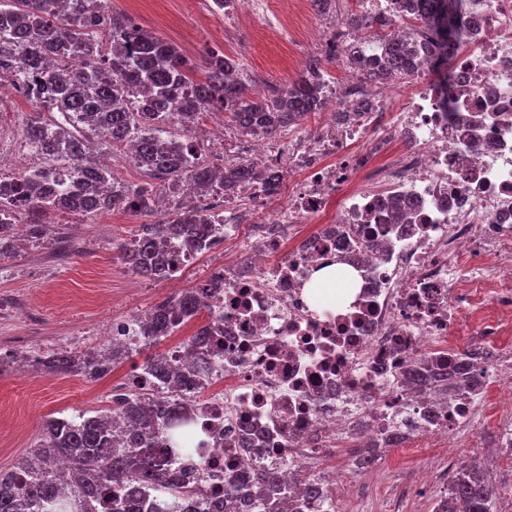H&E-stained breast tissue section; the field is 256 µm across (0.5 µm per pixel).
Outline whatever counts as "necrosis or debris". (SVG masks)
Returning a JSON list of instances; mask_svg holds the SVG:
<instances>
[{
    "mask_svg": "<svg viewBox=\"0 0 512 512\" xmlns=\"http://www.w3.org/2000/svg\"><path fill=\"white\" fill-rule=\"evenodd\" d=\"M466 10L471 26L454 54L463 83L417 69L393 112L385 89L347 66L332 110L360 95L372 102L345 125L347 148L332 162L316 148L293 156L302 178L289 223L249 188L253 211L268 216L252 272L231 260L208 278L194 347L165 351L183 384L145 366L127 383L161 400L166 430L182 438L167 460L189 489L185 512L261 469L279 470L301 496V466L325 490L303 512H341L340 475L320 465L340 448L393 454L417 441L452 455L464 431L470 447H512V426L474 428L495 382L512 380V0H466ZM19 158L57 190L70 186L71 168L41 146L23 143ZM398 196L409 200L399 212ZM341 264L355 288L316 306L307 282ZM483 345L496 346L494 362L472 360ZM460 362L469 380L447 396L408 377Z\"/></svg>",
    "mask_w": 512,
    "mask_h": 512,
    "instance_id": "necrosis-or-debris-1",
    "label": "necrosis or debris"
}]
</instances>
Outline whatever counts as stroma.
<instances>
[{"mask_svg":"<svg viewBox=\"0 0 512 512\" xmlns=\"http://www.w3.org/2000/svg\"><path fill=\"white\" fill-rule=\"evenodd\" d=\"M114 9L176 45L191 60H199L206 48L224 47L240 60L248 88L260 93L285 88L323 56L308 34L319 20L310 0L288 7L272 0L267 17L239 28L222 43L212 32L223 27L224 18L211 13L207 0H116ZM276 141L281 152L293 154L314 146L332 160L342 136L335 115L316 112L299 126L281 131ZM238 209L243 225L227 240L224 251L200 255L182 269L184 289L196 288L217 272L225 255L246 260L267 217L253 212L247 198L240 200ZM53 221L68 229L72 245L66 256L34 247L0 261L1 349L89 350L106 341L113 320L137 318L173 299L166 280L137 275L121 259L120 246L132 237L139 217L113 211L107 228L98 219L83 216L57 214ZM142 361V355H133L94 382L72 373H1L0 471L11 470L28 453L48 418L104 408L113 386L129 382ZM482 455V449L463 447L452 460L437 448L422 452L411 447L393 462L380 460L360 469L353 452L337 449L336 466L347 471L354 486L345 512H389L394 502L400 512H433L437 499L448 492L449 466L459 467ZM424 470L434 473L437 481L420 490L416 484Z\"/></svg>","mask_w":512,"mask_h":512,"instance_id":"stroma-1","label":"stroma"}]
</instances>
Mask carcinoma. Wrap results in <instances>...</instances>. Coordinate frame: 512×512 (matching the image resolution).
<instances>
[{
    "mask_svg": "<svg viewBox=\"0 0 512 512\" xmlns=\"http://www.w3.org/2000/svg\"><path fill=\"white\" fill-rule=\"evenodd\" d=\"M349 13L348 24L372 32L377 52L360 56L346 52L348 63L367 70L380 83L393 76L408 75L420 66L429 68L438 81L451 79V52L465 37L464 0H416L417 16L437 38L439 51L426 61L418 43H386L380 30L391 19L367 9ZM204 79L193 80L190 60L172 43L112 11V0H7L0 3V77L17 80L23 97L55 113L52 121L26 123L24 137L39 145L54 146L73 169L71 203H62L58 191L45 185L42 172L15 177L8 197H0V259L11 257L17 247L14 224L24 221L31 243L51 242V216L66 207L84 217L122 208L136 215H155L157 188L185 182L221 192L234 193L242 183L256 184L276 194L279 176L259 171L247 160L237 162L220 178L208 166L166 146L159 127L177 122L186 135L204 109L231 114V121L244 134L256 130L277 132L303 117L322 110L330 85L328 73L319 64L309 65L298 81L276 94H250L240 79L239 62L219 48H209L203 59ZM132 91L146 95L139 112L126 110ZM106 139L111 143L135 142L141 168L150 181L120 185L109 198L96 186L112 173L100 167L87 168L92 147ZM214 228L190 203L166 212L162 219L138 225L136 234L123 246L124 262L138 275L164 279L179 271V265L161 251L163 237L179 234L190 240V249L209 250ZM201 314L199 291L157 306L136 323L143 345L155 344L181 325ZM135 348L114 345L83 354L51 352L35 366L48 373H75L89 381L106 375L113 364L132 356ZM122 415L126 432L118 441L109 419ZM162 413L149 410L142 400L131 399L93 416L51 417L35 447L6 476L0 474V512H95L104 501L110 512H182L186 492L167 485L166 448L177 442L154 435L163 424ZM62 458L69 465V481L56 476L52 462ZM303 498L290 504L278 472L267 470L254 478L260 492L258 512H301L303 500L323 496L320 483L297 475ZM251 496L238 482L229 483L224 499L211 501L207 512H232L236 499ZM493 486L475 464L458 468L451 477L448 497L439 500L434 512H497Z\"/></svg>",
    "mask_w": 512,
    "mask_h": 512,
    "instance_id": "carcinoma-1",
    "label": "carcinoma"
}]
</instances>
